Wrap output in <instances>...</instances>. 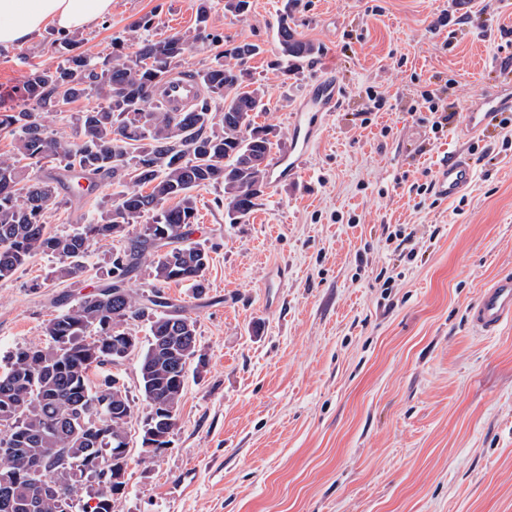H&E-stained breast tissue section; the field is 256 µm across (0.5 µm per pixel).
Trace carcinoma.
Returning <instances> with one entry per match:
<instances>
[{
    "label": "carcinoma",
    "mask_w": 512,
    "mask_h": 512,
    "mask_svg": "<svg viewBox=\"0 0 512 512\" xmlns=\"http://www.w3.org/2000/svg\"><path fill=\"white\" fill-rule=\"evenodd\" d=\"M207 0L197 9L191 33L144 39L135 58L115 55L101 63L71 55L55 68H38L17 90L20 104L0 113V131L13 138L11 154L0 156V279L11 278L40 254L58 257V279L79 281L92 242L124 238L129 227L151 218L143 233L122 250L121 262L109 259L107 278L80 302L49 320L44 347H20L0 373V427L8 429L12 457L0 456V478L23 472L44 448H57L69 466L45 463L36 480H21L14 490L15 510L43 485L55 493L40 501L38 512H74V492L87 480L97 485L89 512H114V490L103 477L114 466L128 467L129 456L118 449L129 444L126 430L135 402L117 375L93 385L90 373L122 359L120 327L149 323L148 346L139 363L141 395L146 414L141 444L177 410L184 383L179 380L181 358L197 354L195 321L166 296L163 286L185 284L201 294L209 254L189 241L201 186L223 189L224 206L232 223H240L258 206L268 185L269 160L279 148L272 126H259L255 117L266 107L265 90L249 88L246 59L257 54L251 43L224 44L208 28ZM277 38L289 66L320 52L297 37L288 15L279 18ZM202 43L215 50L214 65L199 76L204 93L186 112L164 109L156 99L159 86L184 61L189 47ZM95 96L107 102L81 112L77 141L48 134L31 121L30 107L58 112L62 107ZM50 159L59 172L33 176L21 185V162L38 165ZM110 178L121 187L112 205L95 222L71 233L48 230L45 216L56 203L67 178ZM177 200L174 207L162 203ZM149 263L150 289L137 293L131 274ZM105 402L96 419L89 403Z\"/></svg>",
    "instance_id": "obj_1"
}]
</instances>
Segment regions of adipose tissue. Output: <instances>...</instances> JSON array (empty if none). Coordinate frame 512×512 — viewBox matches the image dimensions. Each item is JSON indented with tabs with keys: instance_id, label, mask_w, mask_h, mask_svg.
I'll return each mask as SVG.
<instances>
[{
	"instance_id": "ef3b65f1",
	"label": "adipose tissue",
	"mask_w": 512,
	"mask_h": 512,
	"mask_svg": "<svg viewBox=\"0 0 512 512\" xmlns=\"http://www.w3.org/2000/svg\"><path fill=\"white\" fill-rule=\"evenodd\" d=\"M111 11L112 0H0V47L30 41L49 27L87 30Z\"/></svg>"
}]
</instances>
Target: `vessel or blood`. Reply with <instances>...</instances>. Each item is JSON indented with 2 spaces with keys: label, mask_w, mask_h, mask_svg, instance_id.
Listing matches in <instances>:
<instances>
[{
  "label": "vessel or blood",
  "mask_w": 512,
  "mask_h": 512,
  "mask_svg": "<svg viewBox=\"0 0 512 512\" xmlns=\"http://www.w3.org/2000/svg\"><path fill=\"white\" fill-rule=\"evenodd\" d=\"M162 99L174 112L186 111L200 94L199 84L191 77L180 75L161 87ZM339 89L333 78L319 80L304 102L292 116L294 143L288 155L272 162V170L279 177L297 178L310 153L318 131L320 116L335 110ZM512 110V97L490 95L480 111L466 112L465 128L473 134L490 132L498 124L503 112ZM472 165L465 156L449 154L436 172L433 190L438 198L450 200L460 195L469 185ZM472 328L481 335L491 336L504 325L512 323V273L497 276L480 293L469 310Z\"/></svg>",
  "instance_id": "vessel-or-blood-1"
}]
</instances>
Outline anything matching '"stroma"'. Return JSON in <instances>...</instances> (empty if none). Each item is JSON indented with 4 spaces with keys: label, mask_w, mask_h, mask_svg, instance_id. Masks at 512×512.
Instances as JSON below:
<instances>
[{
    "label": "stroma",
    "mask_w": 512,
    "mask_h": 512,
    "mask_svg": "<svg viewBox=\"0 0 512 512\" xmlns=\"http://www.w3.org/2000/svg\"><path fill=\"white\" fill-rule=\"evenodd\" d=\"M247 16L208 0L211 30L254 43L267 92L257 122L292 148V114L334 74L335 112L297 179L271 181L243 223L222 191L200 187L192 242L209 253L206 289L165 288L196 323L202 372H188L167 448L141 445L139 356L115 366L136 403L118 512H512V325L478 334L467 309L512 271V128L462 133L464 112L512 94V0H251ZM198 0H112L78 32L74 53L103 59L126 33L156 39L194 28ZM320 46L291 73L276 64L277 20ZM154 14L152 28H138ZM458 17L436 26L439 16ZM49 29L0 50V111L35 68L63 56ZM386 99L374 110L366 95ZM442 92L454 119L416 111ZM371 125H363L365 112ZM388 135H381L382 126ZM453 152L473 158L463 200L423 193ZM60 191L46 215L67 233L110 206ZM412 231L415 259L388 235ZM112 246L88 251L79 283L38 255L0 281V371L16 348L45 343L62 303L92 291Z\"/></svg>",
    "instance_id": "1"
}]
</instances>
